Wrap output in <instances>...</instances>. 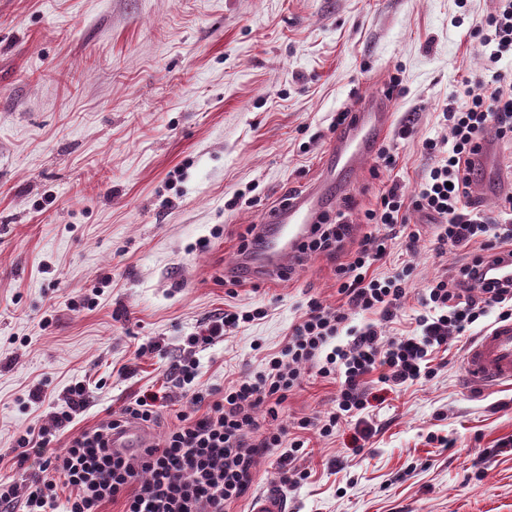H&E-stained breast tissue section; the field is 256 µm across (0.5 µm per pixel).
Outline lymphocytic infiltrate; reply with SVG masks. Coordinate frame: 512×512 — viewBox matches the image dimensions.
Masks as SVG:
<instances>
[{
	"label": "lymphocytic infiltrate",
	"mask_w": 512,
	"mask_h": 512,
	"mask_svg": "<svg viewBox=\"0 0 512 512\" xmlns=\"http://www.w3.org/2000/svg\"><path fill=\"white\" fill-rule=\"evenodd\" d=\"M468 35L489 64L466 76L461 89L441 107L448 140H424L422 150L433 161L412 195L399 185L383 191L364 219L372 230L336 269L342 305L331 307L310 298L288 340L265 371L240 378L225 388L198 389L195 361L175 365L180 383L190 386L202 415L181 414L177 425L149 447L128 454L111 448L113 431L131 424L151 425L163 398L143 392L124 406L120 416L99 427L74 433L65 447H53V433L73 422L88 399V389L75 383L52 424L25 430L15 444L25 466L23 483L0 478V512H101L108 501L124 499V512H229L249 490L259 455L278 452L282 484L292 487L308 478L296 460L304 447L286 427L263 426L265 410L278 418L288 395L300 384L303 369L336 380V409L322 417H303L296 426L329 437L342 418L361 414L369 405L370 378L396 390L435 375L436 354L458 336L483 323L489 310L501 322L512 320V284L488 285L483 269L512 253V193L502 201L500 217H487L472 195L480 171L473 158L487 134L512 142V73L498 63L512 54V0H497L480 26ZM422 212L436 221L438 254L462 252L461 261L430 280L420 298L415 326L404 334L385 336L388 323L399 319L409 295L412 268L394 276L375 273L386 257L384 239L395 228L406 231L414 247L419 230L409 228V215ZM350 231L349 214L337 210L334 223L317 224L301 252L338 253ZM369 314L371 322L355 326L349 310Z\"/></svg>",
	"instance_id": "lymphocytic-infiltrate-1"
}]
</instances>
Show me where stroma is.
<instances>
[{
    "label": "stroma",
    "instance_id": "stroma-1",
    "mask_svg": "<svg viewBox=\"0 0 512 512\" xmlns=\"http://www.w3.org/2000/svg\"><path fill=\"white\" fill-rule=\"evenodd\" d=\"M495 0H0V477L20 478L19 431L49 425L67 389L86 407L57 431L92 429L143 391L166 395L147 430L162 436L190 396L174 364L198 362V388L262 369L284 346L309 296L341 305L336 267L369 233L364 211L391 180L413 193L432 161L427 138L448 128L436 107L484 57L465 36ZM400 75L386 139L348 175L341 201L353 231L344 252L288 257L272 283L225 284L251 226L321 177L337 112ZM481 198L497 216L512 189V144H499ZM424 227L414 251L388 241L378 271L414 274L408 317L452 255ZM230 306L264 318L190 346ZM471 336L430 380L383 391L382 403L335 435H310L297 464L310 477L281 486L276 454L258 458L251 493L281 489L290 512H512V385L472 382ZM43 398L33 401L31 390ZM337 384L304 374L283 422L331 412ZM371 429L356 449L357 426ZM455 442L440 447L439 438Z\"/></svg>",
    "mask_w": 512,
    "mask_h": 512
}]
</instances>
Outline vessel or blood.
I'll list each match as a JSON object with an SVG mask.
<instances>
[{"label": "vessel or blood", "mask_w": 512, "mask_h": 512, "mask_svg": "<svg viewBox=\"0 0 512 512\" xmlns=\"http://www.w3.org/2000/svg\"><path fill=\"white\" fill-rule=\"evenodd\" d=\"M390 108L388 101L374 96L354 113L352 122L337 136L329 152L332 164L325 174L267 216L258 248L251 256L237 258L225 266L227 279L269 278L282 273L285 257L298 250L319 222L327 199L341 188L340 171L358 170L386 134ZM464 361L469 376L478 382H512V321L497 324L478 336ZM248 512H288V500L281 492L270 490L253 497Z\"/></svg>", "instance_id": "vessel-or-blood-1"}]
</instances>
